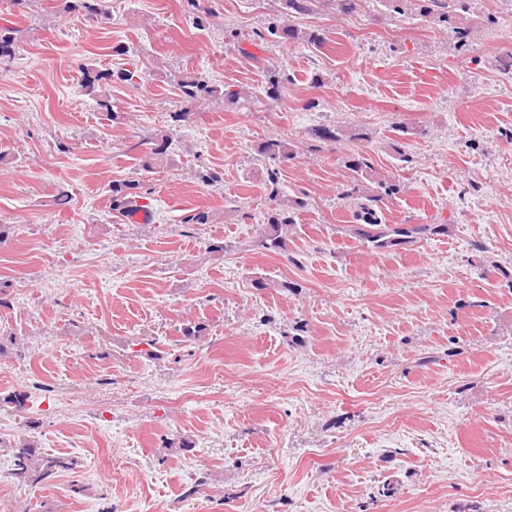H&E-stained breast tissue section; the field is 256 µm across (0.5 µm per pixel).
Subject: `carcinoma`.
Masks as SVG:
<instances>
[{"instance_id":"cac0c4a2","label":"carcinoma","mask_w":512,"mask_h":512,"mask_svg":"<svg viewBox=\"0 0 512 512\" xmlns=\"http://www.w3.org/2000/svg\"><path fill=\"white\" fill-rule=\"evenodd\" d=\"M104 0H64L69 11H83L87 16L96 18L106 14ZM367 0H280L282 11L280 16L268 23L266 30H255L253 35L258 40H266V35L275 36L281 42L310 44L320 46L324 38L314 29L302 30L291 24L295 14H309L324 7H331L342 14L357 11ZM386 9L404 15L417 13L428 18L437 25L451 29L457 47L462 49L469 45L472 30L466 22L464 14L469 11V0H376ZM20 29L15 26L0 24V69L5 71L10 65L16 50L19 49ZM82 88L97 99L100 109L104 110L107 120L117 123L122 115L112 111L110 104V86L112 71L99 70L92 65L81 67ZM180 97L187 108L183 111L170 113L171 128L155 134V147L151 148L141 159L143 167L172 166L173 158L168 153L170 135L176 132L178 123L190 116V107L195 103L210 98L237 99L244 91H233L222 85H215L195 73H185L178 80ZM285 89L279 71L268 72L263 92L274 98ZM312 135L323 142L337 143L343 138L359 139L360 133L345 134L336 127L321 126L313 130ZM257 161L276 163L267 166V191L269 208L266 222L257 232L255 246L260 250L285 252L288 240L298 224L300 213L307 208L305 198L290 197L281 191L279 186V170L277 165L292 162L298 158L297 145L282 138H269L258 145ZM345 167L351 172L347 188L340 196L350 201L352 215L347 231L350 237L366 244L378 252L396 250L417 240L438 237L448 234L446 224H389L380 203L392 198L404 189V186L393 175L379 173L371 164L370 159L362 151H354L347 156ZM112 210L120 215L128 212V208L137 204V199L144 197L140 191V183L134 180L112 181ZM12 464V477L19 483L38 484L49 480L60 472L73 471L79 461L69 456H44L34 441L22 438L9 446Z\"/></svg>"}]
</instances>
